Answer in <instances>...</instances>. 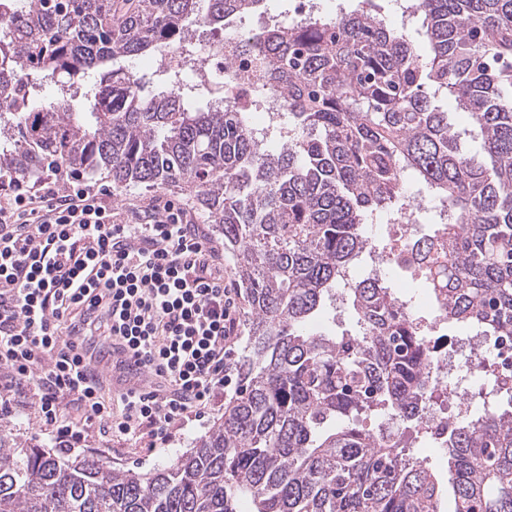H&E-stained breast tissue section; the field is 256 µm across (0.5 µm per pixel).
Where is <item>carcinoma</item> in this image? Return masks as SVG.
<instances>
[{
    "label": "carcinoma",
    "mask_w": 512,
    "mask_h": 512,
    "mask_svg": "<svg viewBox=\"0 0 512 512\" xmlns=\"http://www.w3.org/2000/svg\"><path fill=\"white\" fill-rule=\"evenodd\" d=\"M29 2L0 0V172L104 168L120 189L193 192L236 256L248 341L224 420L169 467L115 472L0 434V512H440L402 434L359 424L420 412L429 356L410 309L368 276L346 292L356 331L312 325L347 269L386 252L365 218H394L412 182L453 217L411 245L438 317L512 338V0H414L425 59L370 11L264 28L244 51L288 123L262 132L241 95L198 107L173 73L149 97L128 63L265 0ZM92 72L87 118L72 100ZM448 97L489 162L463 151ZM444 448L455 512H512V393Z\"/></svg>",
    "instance_id": "cac0c4a2"
}]
</instances>
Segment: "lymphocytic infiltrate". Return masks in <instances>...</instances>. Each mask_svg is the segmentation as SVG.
Listing matches in <instances>:
<instances>
[{
  "instance_id": "1",
  "label": "lymphocytic infiltrate",
  "mask_w": 512,
  "mask_h": 512,
  "mask_svg": "<svg viewBox=\"0 0 512 512\" xmlns=\"http://www.w3.org/2000/svg\"><path fill=\"white\" fill-rule=\"evenodd\" d=\"M240 293L191 212L159 195L115 203L83 174H0V383L32 399L55 444L83 427L167 444L231 382ZM128 345L150 377L106 395L90 344Z\"/></svg>"
}]
</instances>
